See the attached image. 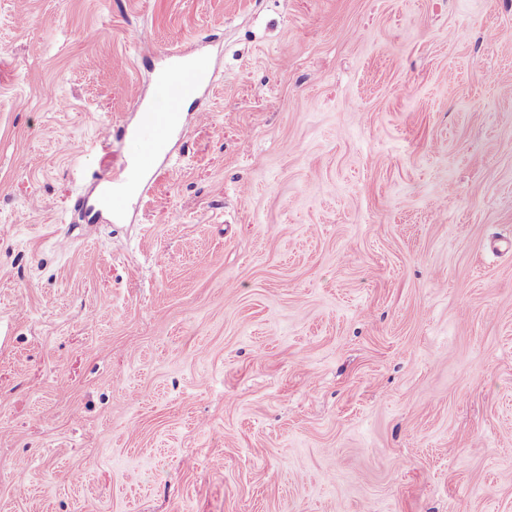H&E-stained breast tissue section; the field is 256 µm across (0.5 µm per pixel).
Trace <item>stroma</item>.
Segmentation results:
<instances>
[{"label": "stroma", "instance_id": "obj_1", "mask_svg": "<svg viewBox=\"0 0 512 512\" xmlns=\"http://www.w3.org/2000/svg\"><path fill=\"white\" fill-rule=\"evenodd\" d=\"M510 239L512 0H0V512H512ZM185 60L191 62L190 69L180 74L173 82L163 85L162 100L156 104L142 106L144 124L133 128L124 127L121 130L120 138L139 139L143 144V152L148 156L154 157L168 140L180 99L186 94L198 93L209 79V61L202 56L174 54L169 66L179 69ZM93 180L104 185L95 201L94 207L97 209V212L111 215L113 219L123 215L128 207V199L124 194L110 188L112 185V175L95 173Z\"/></svg>", "mask_w": 512, "mask_h": 512}]
</instances>
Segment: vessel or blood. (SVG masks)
<instances>
[{"mask_svg":"<svg viewBox=\"0 0 512 512\" xmlns=\"http://www.w3.org/2000/svg\"><path fill=\"white\" fill-rule=\"evenodd\" d=\"M170 65L178 69L179 75L173 82L164 85L161 101L145 107L143 125L126 127L121 131L122 136L139 139L144 153L151 157L168 140L180 99L184 95L198 93L210 76L209 61L202 56L187 58L176 54L172 56ZM93 180L102 186L95 201L97 211L115 218L123 215L128 207V199L112 189L111 176L97 173Z\"/></svg>","mask_w":512,"mask_h":512,"instance_id":"vessel-or-blood-1","label":"vessel or blood"}]
</instances>
